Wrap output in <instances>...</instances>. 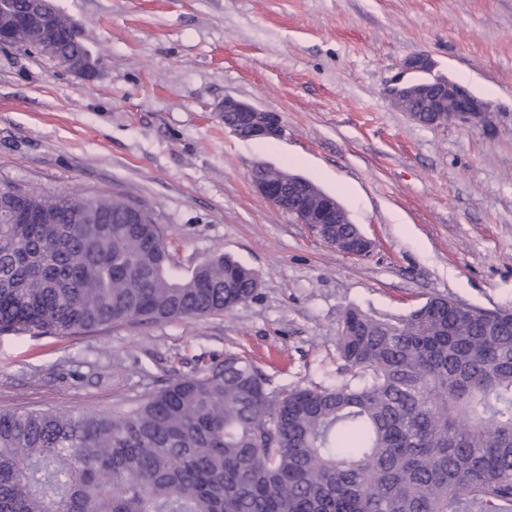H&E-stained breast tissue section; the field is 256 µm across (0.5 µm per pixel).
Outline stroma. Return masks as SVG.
Here are the masks:
<instances>
[{"mask_svg":"<svg viewBox=\"0 0 512 512\" xmlns=\"http://www.w3.org/2000/svg\"><path fill=\"white\" fill-rule=\"evenodd\" d=\"M100 61L86 78L0 46V186L145 205L191 270L255 269L233 311L57 336L0 335V411L113 415L241 353L276 389L348 377L350 307L401 317L446 296L512 309V0H54ZM430 71L406 72L416 51ZM451 79L481 125L427 126L386 95L395 77ZM278 112L279 140H245L219 107ZM334 197L372 240L351 257L253 189L257 164Z\"/></svg>","mask_w":512,"mask_h":512,"instance_id":"1","label":"stroma"}]
</instances>
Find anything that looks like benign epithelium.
Segmentation results:
<instances>
[{
  "label": "benign epithelium",
  "instance_id": "1",
  "mask_svg": "<svg viewBox=\"0 0 512 512\" xmlns=\"http://www.w3.org/2000/svg\"><path fill=\"white\" fill-rule=\"evenodd\" d=\"M58 9L52 0H26L23 17H18L12 6L0 2V46H11L16 41L20 27L39 28L44 33L43 40L37 44V50L46 55L67 70L79 75L91 76L97 69V63L90 54L62 53L54 37L49 35ZM402 86L400 80H395L388 88L387 95L392 104L402 112L409 114L410 118L418 123L429 125H446L452 121L464 124H482L486 121L485 104L476 97L466 86L448 81L442 87H426L422 89L425 103L410 107L396 94L395 89ZM224 114L237 115V122L228 125L235 135L243 134L248 139L279 140L285 134V127L279 113L260 108L231 96L224 97L220 106ZM276 180L257 178L250 173L251 183L258 194L266 201L283 211H292L302 224H331L333 212L340 214L341 223L349 222L345 211L331 203L320 204L322 191L314 188L307 199L294 202L289 206L288 197L277 188V182L300 184L302 180L283 171L275 170ZM322 239L337 250L352 257L367 255L372 249V242L361 231H356L352 237L336 234L335 237L322 236Z\"/></svg>",
  "mask_w": 512,
  "mask_h": 512
}]
</instances>
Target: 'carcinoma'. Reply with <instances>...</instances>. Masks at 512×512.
Masks as SVG:
<instances>
[{"label": "carcinoma", "instance_id": "obj_1", "mask_svg": "<svg viewBox=\"0 0 512 512\" xmlns=\"http://www.w3.org/2000/svg\"><path fill=\"white\" fill-rule=\"evenodd\" d=\"M128 204L0 192V334L232 311L258 273L188 277ZM351 378L271 389L244 356L172 373L119 415L0 412V512H512V310L347 309Z\"/></svg>", "mask_w": 512, "mask_h": 512}]
</instances>
